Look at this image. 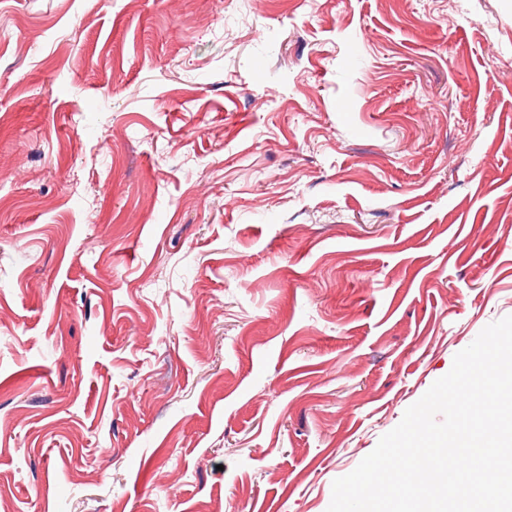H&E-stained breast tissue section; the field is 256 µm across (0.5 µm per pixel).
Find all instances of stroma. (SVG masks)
Segmentation results:
<instances>
[{"mask_svg":"<svg viewBox=\"0 0 512 512\" xmlns=\"http://www.w3.org/2000/svg\"><path fill=\"white\" fill-rule=\"evenodd\" d=\"M512 315V0H0V512H327Z\"/></svg>","mask_w":512,"mask_h":512,"instance_id":"obj_1","label":"stroma"}]
</instances>
